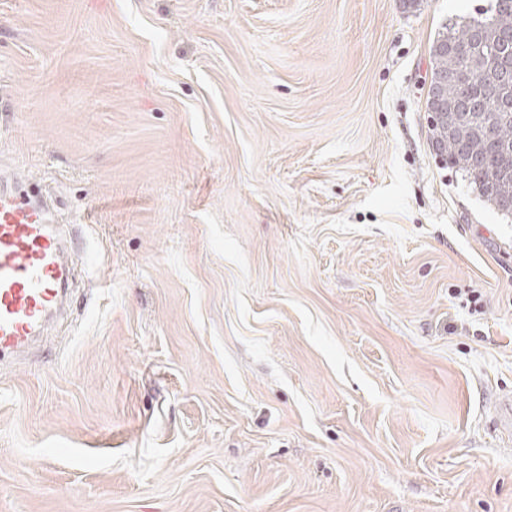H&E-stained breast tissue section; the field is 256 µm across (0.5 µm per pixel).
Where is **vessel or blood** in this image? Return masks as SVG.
Returning <instances> with one entry per match:
<instances>
[{
    "label": "vessel or blood",
    "instance_id": "obj_1",
    "mask_svg": "<svg viewBox=\"0 0 512 512\" xmlns=\"http://www.w3.org/2000/svg\"><path fill=\"white\" fill-rule=\"evenodd\" d=\"M68 239L48 203L0 191V361L27 352L63 308Z\"/></svg>",
    "mask_w": 512,
    "mask_h": 512
}]
</instances>
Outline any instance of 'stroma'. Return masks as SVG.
Returning <instances> with one entry per match:
<instances>
[{"mask_svg": "<svg viewBox=\"0 0 512 512\" xmlns=\"http://www.w3.org/2000/svg\"><path fill=\"white\" fill-rule=\"evenodd\" d=\"M488 5L0 0V178L78 264L0 512H512V216L426 110Z\"/></svg>", "mask_w": 512, "mask_h": 512, "instance_id": "1", "label": "stroma"}]
</instances>
